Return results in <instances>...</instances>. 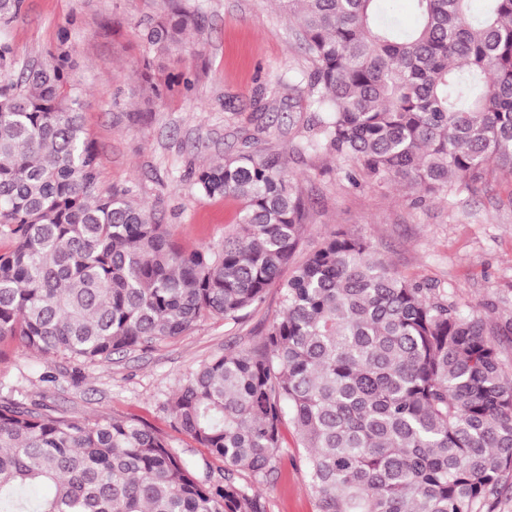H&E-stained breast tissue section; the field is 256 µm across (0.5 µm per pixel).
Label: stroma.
Instances as JSON below:
<instances>
[{
  "mask_svg": "<svg viewBox=\"0 0 512 512\" xmlns=\"http://www.w3.org/2000/svg\"><path fill=\"white\" fill-rule=\"evenodd\" d=\"M176 5L204 21L152 66L160 81L191 71L193 85L173 86L150 104L139 77L149 55L141 32ZM63 29L75 60L72 78L85 91L84 121L98 148L103 189L127 186L146 204L163 202L162 221L184 246L219 243L233 230L237 206L200 196L187 173L236 153L243 136L256 135L258 149L289 153V171L310 207L296 259L333 231L368 238L402 274L444 293L464 314L486 316L512 373V180L493 178L423 200L418 190L397 184L352 186L332 153H295L316 115L303 111L287 87L289 75L310 61L279 0H24L5 35L18 61H37ZM260 96L268 111H255ZM281 314L280 291L272 287L239 323L207 318L151 351L81 368L6 340L0 400L88 418H134L215 470L220 460L177 432L165 406L202 362L256 344ZM256 489L269 512H316L306 470L284 469Z\"/></svg>",
  "mask_w": 512,
  "mask_h": 512,
  "instance_id": "1",
  "label": "stroma"
}]
</instances>
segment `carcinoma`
<instances>
[{"instance_id":"carcinoma-1","label":"carcinoma","mask_w":512,"mask_h":512,"mask_svg":"<svg viewBox=\"0 0 512 512\" xmlns=\"http://www.w3.org/2000/svg\"><path fill=\"white\" fill-rule=\"evenodd\" d=\"M24 0H0V27ZM287 0L311 66L288 77L323 114L305 149L352 183L448 196L512 179V0ZM199 16L176 7L144 40L161 56ZM68 32L13 76L0 38V342L102 363L218 317L236 323L280 288L260 341L202 363L167 410L224 461L201 477L133 419L91 421L0 402V512H268L252 487L284 460L308 471L317 512H494L512 475V373L488 322L336 231L293 263L308 208L285 152L258 139L190 172L239 204L217 245L182 246L161 204L101 188ZM140 78L162 94L150 63ZM292 426L297 454H288ZM246 474L251 482H242Z\"/></svg>"}]
</instances>
